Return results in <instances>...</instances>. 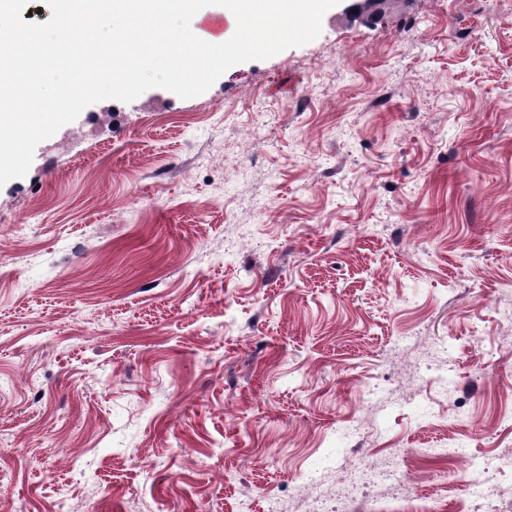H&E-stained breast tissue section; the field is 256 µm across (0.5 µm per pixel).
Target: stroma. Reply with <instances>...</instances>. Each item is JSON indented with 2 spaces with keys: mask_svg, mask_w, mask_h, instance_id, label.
Returning a JSON list of instances; mask_svg holds the SVG:
<instances>
[{
  "mask_svg": "<svg viewBox=\"0 0 512 512\" xmlns=\"http://www.w3.org/2000/svg\"><path fill=\"white\" fill-rule=\"evenodd\" d=\"M343 10L0 186V512H267L356 448L512 447V0Z\"/></svg>",
  "mask_w": 512,
  "mask_h": 512,
  "instance_id": "1",
  "label": "stroma"
}]
</instances>
